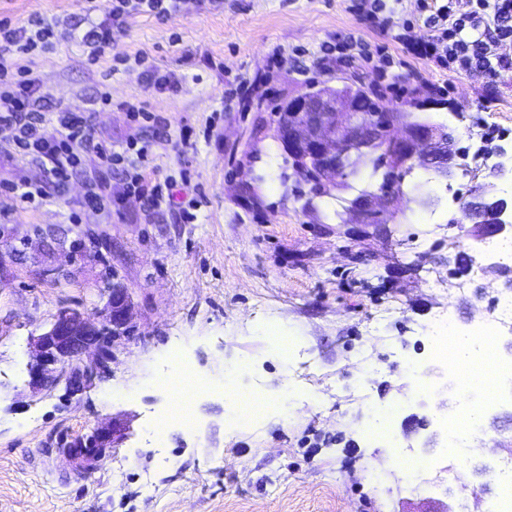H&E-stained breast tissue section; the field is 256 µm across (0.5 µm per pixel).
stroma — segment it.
<instances>
[{
    "label": "stroma",
    "mask_w": 512,
    "mask_h": 512,
    "mask_svg": "<svg viewBox=\"0 0 512 512\" xmlns=\"http://www.w3.org/2000/svg\"><path fill=\"white\" fill-rule=\"evenodd\" d=\"M348 5L181 0L170 17L131 19L95 63L70 35L20 57L46 113H85L146 181L169 182L175 202L150 207L116 174L111 205L92 210L87 170L56 186L40 162L4 153L11 132L0 130V184L42 191L30 202L0 195V512H430L449 495L463 512L461 478L492 512L497 489L474 461L398 421L392 439L365 433L372 408L404 395L414 398L406 414L434 418L400 363L427 360L439 313L472 322L481 280L460 290L440 278L447 257L469 265L478 252L452 194L484 183L487 169L466 160L448 183L414 167L384 228L341 224L338 198H353L367 175L349 176L339 197L305 200L273 129L276 106L298 92L396 83L404 93L379 94L380 104L431 99L417 120L511 149L512 70L441 71L402 56L396 35L427 30L419 0H399L386 33ZM111 11L112 0H0V20L15 27L107 25ZM351 34L370 61L325 58ZM115 283L129 291L136 332L107 377L73 394L32 389L31 336L61 308L100 312ZM185 362L204 389L197 427L156 434ZM242 397L273 408L236 425ZM109 424L122 440L93 470L58 453L60 440ZM410 451L440 460L417 489L401 461Z\"/></svg>",
    "instance_id": "1"
}]
</instances>
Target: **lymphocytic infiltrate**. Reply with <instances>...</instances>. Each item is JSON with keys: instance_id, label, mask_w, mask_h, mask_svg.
<instances>
[{"instance_id": "f902f5d3", "label": "lymphocytic infiltrate", "mask_w": 512, "mask_h": 512, "mask_svg": "<svg viewBox=\"0 0 512 512\" xmlns=\"http://www.w3.org/2000/svg\"><path fill=\"white\" fill-rule=\"evenodd\" d=\"M475 2V10L461 15L451 6H440L425 34L401 38L403 51L441 69L490 73L505 69L494 47L512 39V0ZM145 9L159 14L170 11L165 0H114L111 25L91 27L81 36L89 61H96L111 46L115 31L123 30L128 18ZM53 36L49 25L31 35L25 28L0 22V84L5 87L0 93V128L11 131L12 152L38 159L54 182H65L78 166L91 163L98 190L89 195L88 202L102 207L112 201L107 188L113 172L121 169L123 156L96 135L88 118L68 110H59L55 130H48L38 82L32 77L19 80L14 74L17 57L38 47L51 49Z\"/></svg>"}]
</instances>
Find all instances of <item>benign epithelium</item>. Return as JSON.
<instances>
[{"instance_id":"7a95c632","label":"benign epithelium","mask_w":512,"mask_h":512,"mask_svg":"<svg viewBox=\"0 0 512 512\" xmlns=\"http://www.w3.org/2000/svg\"><path fill=\"white\" fill-rule=\"evenodd\" d=\"M416 108L413 102L408 110L387 112L360 88L324 86L299 93L281 106L276 135L288 145L289 156L309 161V170L316 176L313 188L318 193L328 194L342 186L352 165L365 157L393 171L417 159L450 181L459 167L458 160L465 159L466 153L459 147L455 131L412 119ZM497 156L501 160L492 167L493 178H512V156L503 148ZM494 190L492 182L476 185L469 198L457 203L467 204L475 215L481 212L483 199L495 197ZM399 197L397 185L384 184L343 200L342 208L354 224H379ZM474 228L477 237L484 239L500 235L512 225L498 219L493 224L477 223ZM130 307L127 290L112 287L105 308L93 318L69 308L57 312L46 331L31 337L35 352V362L29 367L31 387L42 390L63 379L67 386L78 388L101 378L133 329ZM91 349L96 352L94 361L79 364L81 355ZM115 443V429L100 427L69 442L63 451L89 461Z\"/></svg>"}]
</instances>
